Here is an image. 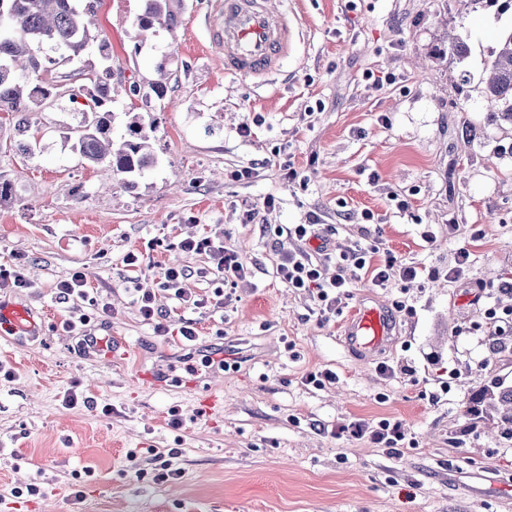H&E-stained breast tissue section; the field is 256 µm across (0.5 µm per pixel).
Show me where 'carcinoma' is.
I'll return each instance as SVG.
<instances>
[{
  "instance_id": "carcinoma-1",
  "label": "carcinoma",
  "mask_w": 512,
  "mask_h": 512,
  "mask_svg": "<svg viewBox=\"0 0 512 512\" xmlns=\"http://www.w3.org/2000/svg\"><path fill=\"white\" fill-rule=\"evenodd\" d=\"M91 0L77 5V0H0V111L32 112L48 99L54 85L42 78L45 64L65 66L80 57L93 42L101 60V68L85 74V84L79 92L90 101L89 110L82 113L78 125L71 128L75 147L82 158L94 166L109 169L115 175L131 177L153 162L149 136L135 121L128 126L133 138L118 149L113 148L112 123V47L92 34L96 10L87 6ZM142 13L137 17L138 34L156 27L173 29L178 18L171 0H143ZM59 51L56 58L44 60L43 46ZM435 52L459 59L467 57L470 47L457 34L441 42ZM481 83L492 122L512 124V29L503 33L498 46L490 52ZM490 348L500 358H512V339L491 333ZM466 415L472 425L490 421L499 437L512 442V385L492 373L474 389L466 402Z\"/></svg>"
}]
</instances>
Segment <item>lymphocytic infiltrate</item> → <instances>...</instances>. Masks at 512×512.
Here are the masks:
<instances>
[{"instance_id": "lymphocytic-infiltrate-1", "label": "lymphocytic infiltrate", "mask_w": 512, "mask_h": 512, "mask_svg": "<svg viewBox=\"0 0 512 512\" xmlns=\"http://www.w3.org/2000/svg\"><path fill=\"white\" fill-rule=\"evenodd\" d=\"M284 233L287 245L280 252L276 274L289 287L312 295L323 314L336 312L348 299L352 283L358 277L367 275L374 287L391 288L405 286L423 274L415 263L404 262L390 251L382 250L376 242L366 246L357 244L337 254L318 242L315 225L291 224ZM178 247L187 253L208 255L212 273L227 283H237L247 274L248 268L240 255L210 237L185 238L179 241ZM331 263L336 266V276L329 279L324 275V268Z\"/></svg>"}]
</instances>
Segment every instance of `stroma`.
Wrapping results in <instances>:
<instances>
[{"instance_id": "35a3bbf8", "label": "stroma", "mask_w": 512, "mask_h": 512, "mask_svg": "<svg viewBox=\"0 0 512 512\" xmlns=\"http://www.w3.org/2000/svg\"><path fill=\"white\" fill-rule=\"evenodd\" d=\"M269 4L296 38L261 81L227 76L223 55L203 52V0H172L177 26L141 42L142 0H98L93 31L112 46L113 79L141 89L114 97L112 136L128 138L134 117L152 128L154 162L133 187L106 178L66 137L96 48L52 72V96L29 115L30 151L10 147L15 118L0 112V183L13 190L0 204V265L22 260L31 282L0 290V300L32 311L39 327L19 342L0 338V512H512V443L464 415L493 362L484 311L512 307L496 289L512 267V125L489 121L480 84L512 8ZM450 31L466 37L468 57L434 55ZM162 61L170 77L159 97ZM387 73L392 83L370 87L368 75ZM313 223L336 253L381 241L425 269L424 285L382 289L365 277L339 311L318 317L313 298L276 275L280 228ZM202 234L240 253L245 280L225 286L206 256L177 248ZM462 245L473 263L452 280ZM131 251L140 272L123 262ZM171 266L186 269L182 286L204 307L179 308L161 291ZM76 270L110 306L86 326L106 350L83 351L63 328L82 310L59 303L54 287ZM140 290L155 292L170 336L141 316ZM361 305L383 306L393 320L387 347L367 358L344 336ZM185 319L198 333L190 347L175 334ZM215 350L237 368L185 371L184 354ZM382 362L393 375L379 374ZM322 369L335 383L305 384ZM144 372L156 386L140 382ZM71 389L89 406L65 408ZM358 419L401 422L406 438L387 448L338 433ZM164 458L181 478L158 480ZM28 484L39 495L12 496Z\"/></svg>"}]
</instances>
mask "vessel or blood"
Masks as SVG:
<instances>
[{
    "label": "vessel or blood",
    "instance_id": "b4317fda",
    "mask_svg": "<svg viewBox=\"0 0 512 512\" xmlns=\"http://www.w3.org/2000/svg\"><path fill=\"white\" fill-rule=\"evenodd\" d=\"M212 45L224 50V71L259 79L277 70L293 49L294 32L287 17L270 8L268 0H219L209 29ZM32 336L38 326L22 308L0 305V329ZM392 336V320L381 307L357 310L348 320L349 348L368 357L385 347Z\"/></svg>",
    "mask_w": 512,
    "mask_h": 512
}]
</instances>
